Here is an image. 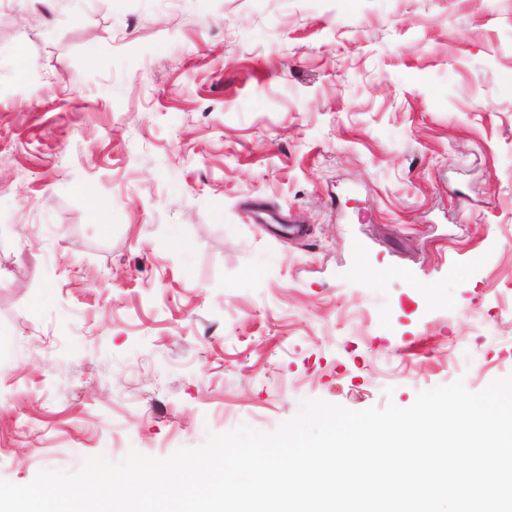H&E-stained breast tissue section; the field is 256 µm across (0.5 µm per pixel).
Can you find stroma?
Wrapping results in <instances>:
<instances>
[{
    "label": "stroma",
    "instance_id": "35a3bbf8",
    "mask_svg": "<svg viewBox=\"0 0 512 512\" xmlns=\"http://www.w3.org/2000/svg\"><path fill=\"white\" fill-rule=\"evenodd\" d=\"M510 374L512 0H0V480Z\"/></svg>",
    "mask_w": 512,
    "mask_h": 512
}]
</instances>
